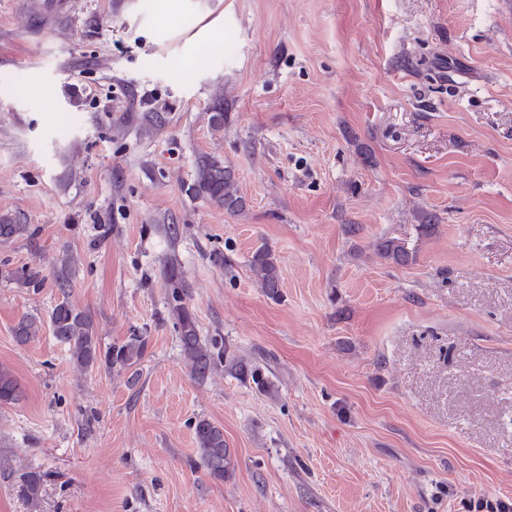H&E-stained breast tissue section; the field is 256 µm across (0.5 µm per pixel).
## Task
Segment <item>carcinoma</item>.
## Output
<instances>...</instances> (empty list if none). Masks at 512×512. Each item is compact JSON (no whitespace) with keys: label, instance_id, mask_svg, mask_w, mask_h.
Returning a JSON list of instances; mask_svg holds the SVG:
<instances>
[{"label":"carcinoma","instance_id":"1","mask_svg":"<svg viewBox=\"0 0 512 512\" xmlns=\"http://www.w3.org/2000/svg\"><path fill=\"white\" fill-rule=\"evenodd\" d=\"M192 195L206 200L209 204L237 213L243 208V200L238 195L235 175L231 167L210 155H201L196 160V178L190 187ZM34 231L30 225L21 224L7 213L0 214V241L30 239ZM377 254L396 265H407L414 260V254L407 246L393 239H383L375 244ZM74 265L73 256L65 251L53 258L52 270L55 285L61 293L70 287V275ZM267 297L276 300L280 297L281 275L277 259L267 246L258 248L250 261ZM173 317L176 320L179 342L185 362L198 380L208 377L215 368L224 366L229 372L253 383L256 389L265 394L274 392L263 369L229 353L223 343L216 338L204 339L192 315L184 305L188 284L180 270L176 255L167 259L163 268ZM0 280L13 282L23 287L38 288L44 282L43 271L38 266L21 269L12 268L7 262L0 263ZM52 335L69 346L74 362L83 370H93L104 364L129 372L128 381L136 385L139 380V364L146 350V339L136 333L116 345L102 348L93 316L86 310L63 298L56 303L49 314ZM42 322L36 318H23L13 329L17 344L25 345L40 335ZM21 399V388L11 371L0 365V407L16 404ZM194 434L202 466L217 480L228 479L236 466V455L224 441V429L207 419H199L194 425ZM43 475L30 471L23 475L18 486V495L33 504L39 501Z\"/></svg>","mask_w":512,"mask_h":512}]
</instances>
